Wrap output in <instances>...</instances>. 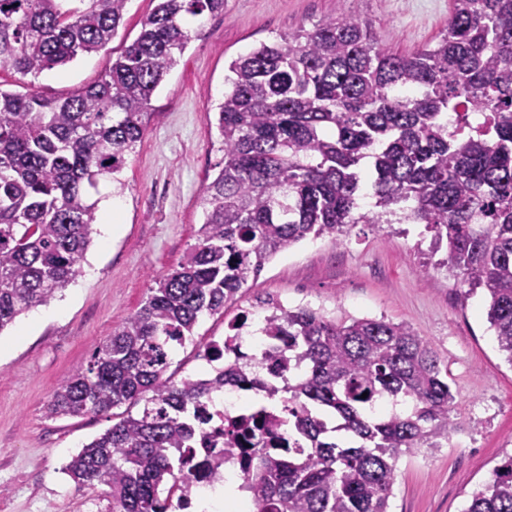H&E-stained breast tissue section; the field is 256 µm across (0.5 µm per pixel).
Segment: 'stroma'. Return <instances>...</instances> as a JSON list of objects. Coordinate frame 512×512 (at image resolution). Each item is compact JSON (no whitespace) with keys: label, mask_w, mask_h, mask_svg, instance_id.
Segmentation results:
<instances>
[{"label":"stroma","mask_w":512,"mask_h":512,"mask_svg":"<svg viewBox=\"0 0 512 512\" xmlns=\"http://www.w3.org/2000/svg\"><path fill=\"white\" fill-rule=\"evenodd\" d=\"M450 0H225L223 14L195 24V36L151 100L154 115L113 195L119 227L96 224L82 272L56 299L19 315L0 332V512H108L104 493L76 490L62 468L112 424L111 414L45 416L62 379L87 368L112 327L133 314L156 280L195 241L204 186L223 154L212 106L232 59L312 28L330 15L360 10L382 43L408 51L438 41ZM154 0H128L124 24L102 50L29 80L0 70V88L64 98L100 80L129 45ZM422 224H357L344 244L304 240L265 264L223 313L204 317L194 344L173 356L180 380L197 372L198 347L228 323L273 297L336 317L386 318L410 325L448 366L459 426L439 448L401 456L389 512H464L500 460L512 455V363L487 321L488 294L459 303L456 279L433 252Z\"/></svg>","instance_id":"1"}]
</instances>
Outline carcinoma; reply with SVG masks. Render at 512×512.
Returning a JSON list of instances; mask_svg holds the SVG:
<instances>
[{"instance_id":"1","label":"carcinoma","mask_w":512,"mask_h":512,"mask_svg":"<svg viewBox=\"0 0 512 512\" xmlns=\"http://www.w3.org/2000/svg\"><path fill=\"white\" fill-rule=\"evenodd\" d=\"M127 2L0 0V67L36 79L104 48ZM224 2L156 0L105 76L66 98L0 88V332L79 276L98 223L92 194L121 183L190 20ZM228 70L216 105L224 158L203 188L196 242L45 406L50 418L141 406L63 467L79 491L108 487L110 512H178L198 468L196 414L247 378L229 368L175 382L171 351L308 238L341 245L356 224L425 225L458 287L487 290L512 363V0H451L443 36L404 53L359 14L330 16ZM261 303L264 335L284 345L267 359L301 365L270 394L302 444L261 449L243 489L257 512H388L401 455L441 447L458 426L447 365L403 322ZM465 512H512V455Z\"/></svg>"}]
</instances>
